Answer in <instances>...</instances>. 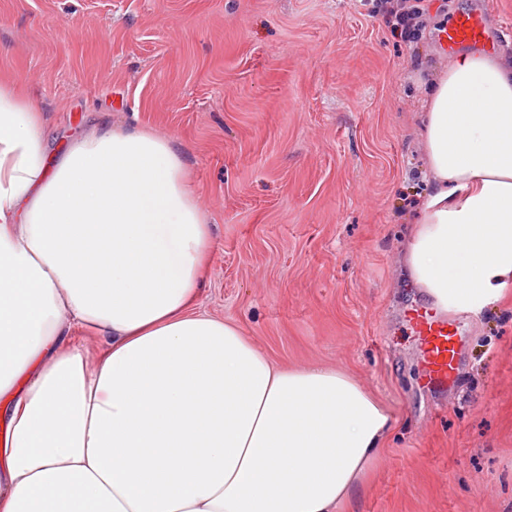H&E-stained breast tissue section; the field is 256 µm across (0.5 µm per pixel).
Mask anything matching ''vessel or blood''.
Returning <instances> with one entry per match:
<instances>
[{"mask_svg": "<svg viewBox=\"0 0 512 512\" xmlns=\"http://www.w3.org/2000/svg\"><path fill=\"white\" fill-rule=\"evenodd\" d=\"M438 40L445 51L465 47H486V17L475 10L458 14L440 32ZM407 321L417 338L424 386L440 391L455 382L458 371L461 325L459 319L438 313L423 305L410 308Z\"/></svg>", "mask_w": 512, "mask_h": 512, "instance_id": "obj_1", "label": "vessel or blood"}]
</instances>
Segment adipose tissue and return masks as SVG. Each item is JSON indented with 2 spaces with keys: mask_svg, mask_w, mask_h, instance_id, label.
<instances>
[{
  "mask_svg": "<svg viewBox=\"0 0 512 512\" xmlns=\"http://www.w3.org/2000/svg\"><path fill=\"white\" fill-rule=\"evenodd\" d=\"M22 84L0 77V512H336L392 412L198 311L212 226L174 136L53 149ZM419 93L431 192L401 272L476 314L512 289V57L454 56Z\"/></svg>",
  "mask_w": 512,
  "mask_h": 512,
  "instance_id": "obj_1",
  "label": "adipose tissue"
}]
</instances>
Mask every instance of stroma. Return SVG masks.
Listing matches in <instances>:
<instances>
[{"label":"stroma","mask_w":512,"mask_h":512,"mask_svg":"<svg viewBox=\"0 0 512 512\" xmlns=\"http://www.w3.org/2000/svg\"><path fill=\"white\" fill-rule=\"evenodd\" d=\"M427 4L409 45L362 0H0V73L25 76L53 144L103 122L176 137L213 226L200 311L394 414L340 512H512V303L463 315L442 395L399 271L427 191L415 63H446L434 28L477 7L512 54V0Z\"/></svg>","instance_id":"1"}]
</instances>
